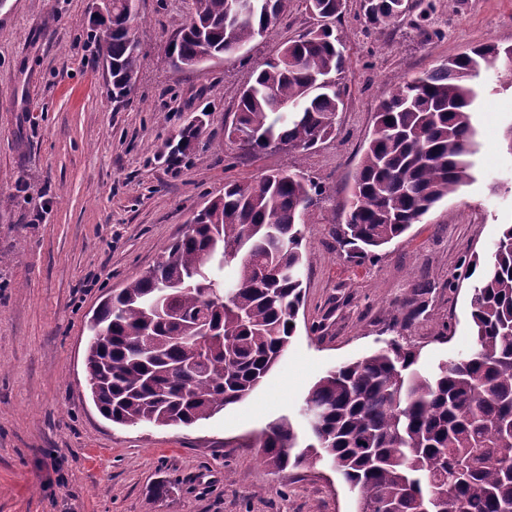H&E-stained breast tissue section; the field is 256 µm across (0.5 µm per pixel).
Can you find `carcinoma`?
<instances>
[{"instance_id":"1","label":"carcinoma","mask_w":512,"mask_h":512,"mask_svg":"<svg viewBox=\"0 0 512 512\" xmlns=\"http://www.w3.org/2000/svg\"><path fill=\"white\" fill-rule=\"evenodd\" d=\"M323 24L259 66L238 95L224 135L245 154L268 138L303 153L334 132L344 107L336 76L345 47L329 22L342 0H307ZM291 0H193L169 48L178 70L233 56L273 29ZM421 0H364L370 22L394 21ZM131 0H112V36L98 40L112 97L123 99L146 57L131 33ZM512 48H472L394 85L374 115L354 176L346 224L336 242L364 260L404 235L436 203L472 180L473 114L482 73ZM197 121L170 146L184 156ZM251 138L236 141L233 133ZM325 189L288 168L259 181L224 184L155 266L107 298L88 324L85 350L92 399L108 420L127 426H189L247 396L277 363L296 330L306 245L301 225ZM469 258V268L481 264ZM235 265L228 282L224 269ZM472 299V350L425 373L416 351L396 339L329 371L306 403L321 411L312 443L296 455L298 432L282 416L260 440L266 464L299 467L321 450L360 503L384 512H512V225L483 262ZM428 285L402 307L424 311ZM213 334L201 339L199 325Z\"/></svg>"}]
</instances>
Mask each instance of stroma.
I'll return each mask as SVG.
<instances>
[{
    "label": "stroma",
    "mask_w": 512,
    "mask_h": 512,
    "mask_svg": "<svg viewBox=\"0 0 512 512\" xmlns=\"http://www.w3.org/2000/svg\"><path fill=\"white\" fill-rule=\"evenodd\" d=\"M372 27L363 0L335 21L348 64L336 131L313 150L242 153L224 135L240 88L288 40L315 26L292 0L273 33L240 54L175 70L167 45L192 0H138L135 35L147 60L113 99L96 53L98 0H5L0 6V512H356L323 460L279 472L257 439L289 416L303 425L309 389L326 372L389 339L420 366L473 344L477 278L461 264L512 224V79L484 74L474 115V180L406 235L360 261L341 252L350 188L378 101L391 85L470 48L512 47V0H430ZM191 152L169 145L196 116ZM293 168L325 186L304 225L305 298L287 351L241 402L191 426L125 427L87 389L86 321L103 297L138 277L164 244L230 180ZM433 284L424 312L399 302Z\"/></svg>",
    "instance_id": "1"
}]
</instances>
